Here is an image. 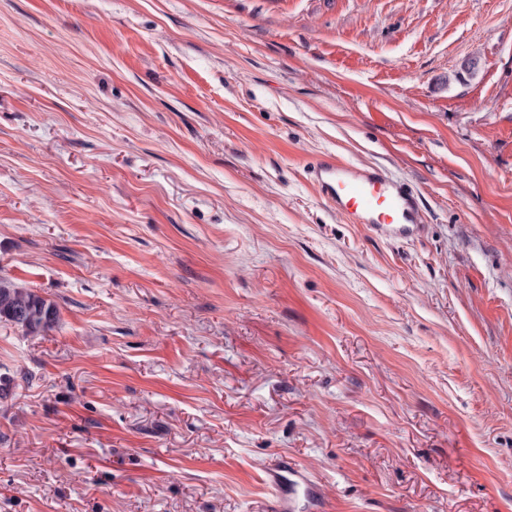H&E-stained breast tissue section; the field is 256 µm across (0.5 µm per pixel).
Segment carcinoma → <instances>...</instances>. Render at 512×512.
Returning <instances> with one entry per match:
<instances>
[{"label": "carcinoma", "instance_id": "carcinoma-1", "mask_svg": "<svg viewBox=\"0 0 512 512\" xmlns=\"http://www.w3.org/2000/svg\"><path fill=\"white\" fill-rule=\"evenodd\" d=\"M59 309L55 302L6 278H0V323L38 336L55 327Z\"/></svg>", "mask_w": 512, "mask_h": 512}]
</instances>
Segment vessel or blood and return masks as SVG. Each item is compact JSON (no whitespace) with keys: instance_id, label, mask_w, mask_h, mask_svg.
Segmentation results:
<instances>
[{"instance_id":"1","label":"vessel or blood","mask_w":512,"mask_h":512,"mask_svg":"<svg viewBox=\"0 0 512 512\" xmlns=\"http://www.w3.org/2000/svg\"><path fill=\"white\" fill-rule=\"evenodd\" d=\"M308 174L322 201L344 214L350 223L368 225L372 233L408 241L422 229L419 198L404 184L375 166L358 167L327 154L309 163ZM266 483L275 502L273 512H288V492L303 488L314 499L313 481L292 464L270 472Z\"/></svg>"}]
</instances>
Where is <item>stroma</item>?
<instances>
[{"mask_svg":"<svg viewBox=\"0 0 512 512\" xmlns=\"http://www.w3.org/2000/svg\"><path fill=\"white\" fill-rule=\"evenodd\" d=\"M0 277V512H512V0H0ZM308 174L322 201L352 224L372 233L408 241L422 229L419 198L376 166L358 167L326 154L308 164ZM59 321V309L30 288L0 278V323L21 329L25 336L52 330ZM266 483L269 487L270 494L275 500L272 512H288L294 506H288V490L295 489L303 486L304 496L306 499L307 507L316 510L319 506L317 499L316 509L311 506V499H315V485L313 481L301 474V471L292 464L285 462L279 469L268 473Z\"/></svg>","mask_w":512,"mask_h":512,"instance_id":"obj_1","label":"stroma"}]
</instances>
